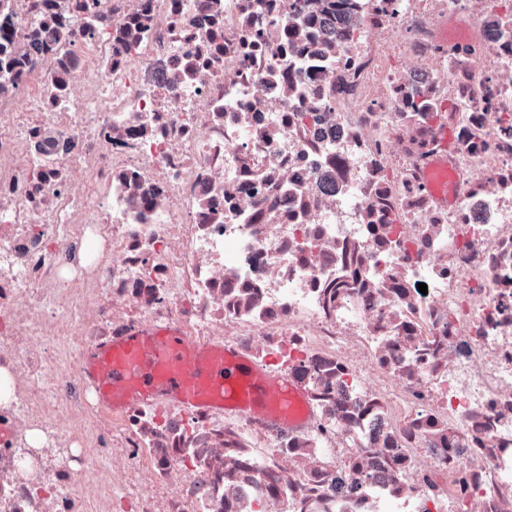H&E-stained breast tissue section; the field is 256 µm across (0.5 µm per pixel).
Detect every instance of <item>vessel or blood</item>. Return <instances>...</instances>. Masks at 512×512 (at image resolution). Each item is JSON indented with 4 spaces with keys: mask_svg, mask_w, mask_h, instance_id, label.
Segmentation results:
<instances>
[{
    "mask_svg": "<svg viewBox=\"0 0 512 512\" xmlns=\"http://www.w3.org/2000/svg\"><path fill=\"white\" fill-rule=\"evenodd\" d=\"M86 375L115 409L171 398L189 409L220 406L269 418L273 400L301 392L229 348L190 340L180 330L142 326L83 361Z\"/></svg>",
    "mask_w": 512,
    "mask_h": 512,
    "instance_id": "obj_1",
    "label": "vessel or blood"
}]
</instances>
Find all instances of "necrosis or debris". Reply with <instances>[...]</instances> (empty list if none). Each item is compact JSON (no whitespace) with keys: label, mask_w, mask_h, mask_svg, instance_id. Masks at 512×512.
<instances>
[{"label":"necrosis or debris","mask_w":512,"mask_h":512,"mask_svg":"<svg viewBox=\"0 0 512 512\" xmlns=\"http://www.w3.org/2000/svg\"><path fill=\"white\" fill-rule=\"evenodd\" d=\"M320 7L0 0V512H512V5ZM145 324L292 425L108 410L81 360Z\"/></svg>","instance_id":"4bbe7bcc"}]
</instances>
